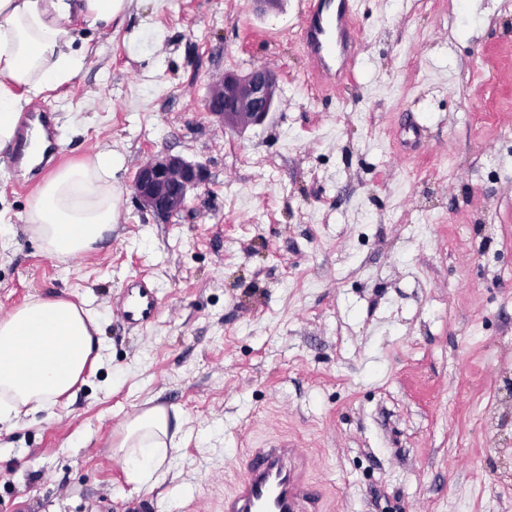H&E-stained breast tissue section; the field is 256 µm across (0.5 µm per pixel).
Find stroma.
Listing matches in <instances>:
<instances>
[{
    "label": "stroma",
    "instance_id": "1",
    "mask_svg": "<svg viewBox=\"0 0 512 512\" xmlns=\"http://www.w3.org/2000/svg\"><path fill=\"white\" fill-rule=\"evenodd\" d=\"M298 8L140 0L81 28L85 67L39 105L56 156H0V317L85 303L102 340L83 383L0 433V512H224L242 456L276 439L324 512H512V0H361L352 76L325 87ZM257 65L275 111L221 128L210 90ZM103 149L117 224L47 256L29 204ZM159 152L208 172L164 220L130 190ZM136 274L161 301L144 330L117 312ZM150 399L182 426L146 493L110 445Z\"/></svg>",
    "mask_w": 512,
    "mask_h": 512
}]
</instances>
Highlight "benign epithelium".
I'll return each mask as SVG.
<instances>
[{
	"label": "benign epithelium",
	"instance_id": "1",
	"mask_svg": "<svg viewBox=\"0 0 512 512\" xmlns=\"http://www.w3.org/2000/svg\"><path fill=\"white\" fill-rule=\"evenodd\" d=\"M278 74L257 66L245 74L227 71L207 100V111L224 126L245 130L261 125L277 103ZM203 165L179 155L157 153L140 165L131 190L140 207L167 218L187 204L189 193L203 184Z\"/></svg>",
	"mask_w": 512,
	"mask_h": 512
}]
</instances>
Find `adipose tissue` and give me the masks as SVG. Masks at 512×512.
Returning <instances> with one entry per match:
<instances>
[{
	"instance_id": "obj_1",
	"label": "adipose tissue",
	"mask_w": 512,
	"mask_h": 512,
	"mask_svg": "<svg viewBox=\"0 0 512 512\" xmlns=\"http://www.w3.org/2000/svg\"><path fill=\"white\" fill-rule=\"evenodd\" d=\"M132 2L0 0V153L13 149L22 113L85 66L88 49L77 42L73 14L87 28H106ZM111 172V154L97 152L39 188L25 222L49 256L91 251L111 231L118 217ZM100 347L96 312L68 300L34 298L0 317V430L54 406L95 366ZM175 447L166 407L153 405L122 425L112 455L141 488L165 472Z\"/></svg>"
}]
</instances>
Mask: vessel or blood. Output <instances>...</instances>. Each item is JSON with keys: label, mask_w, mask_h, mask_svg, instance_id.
Instances as JSON below:
<instances>
[{"label": "vessel or blood", "mask_w": 512, "mask_h": 512, "mask_svg": "<svg viewBox=\"0 0 512 512\" xmlns=\"http://www.w3.org/2000/svg\"><path fill=\"white\" fill-rule=\"evenodd\" d=\"M356 11L357 0H307L301 34L316 78L334 76L336 56L347 55L343 35L353 27ZM159 310L155 288L143 278L130 279L118 305L122 322L144 329ZM307 464L301 449L285 442L252 450L235 490L224 499V512H317L318 500L305 476Z\"/></svg>", "instance_id": "obj_1"}]
</instances>
